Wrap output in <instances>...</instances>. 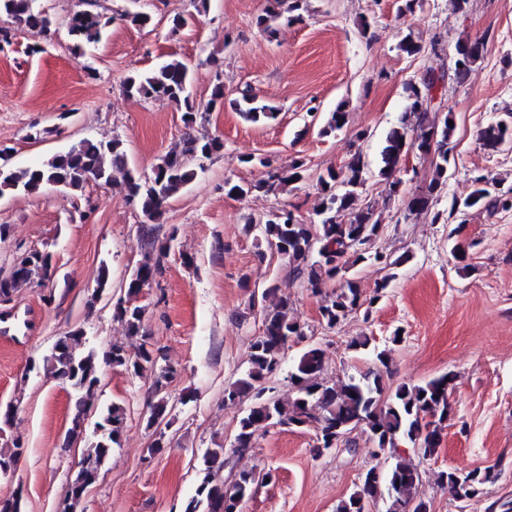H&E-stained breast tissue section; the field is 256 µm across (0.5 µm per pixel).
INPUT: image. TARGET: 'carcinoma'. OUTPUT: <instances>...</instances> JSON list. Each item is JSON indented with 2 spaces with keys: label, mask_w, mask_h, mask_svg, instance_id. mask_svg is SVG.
<instances>
[{
  "label": "carcinoma",
  "mask_w": 512,
  "mask_h": 512,
  "mask_svg": "<svg viewBox=\"0 0 512 512\" xmlns=\"http://www.w3.org/2000/svg\"><path fill=\"white\" fill-rule=\"evenodd\" d=\"M97 0H85V8L73 13L66 22L72 40V50L83 52L101 42L111 19L96 10ZM14 19L34 38L31 51L42 50V43L52 39L56 32L54 19L37 5V0H0V16ZM281 13L267 7L256 18L257 27L268 35L276 32L275 23ZM468 51L455 60L452 71L428 72L417 82L406 86L407 106L399 123L386 133L379 151L377 173L388 186L391 196L401 193L402 180L397 177L401 163L409 150L420 156L430 155L432 174L425 189L404 199L409 213L427 211L448 180V144L452 143L454 126L449 118L436 124L429 107L433 93L454 80L462 82L483 56L484 42H467ZM190 67L183 61L170 60L155 69L129 76L125 93L141 100L163 98L184 109V121H196L194 101L190 92ZM239 112L255 124L276 119L273 108L257 102L252 95H243ZM347 112L337 109L331 113L322 134L328 135L346 125ZM485 147L497 151L512 144V114L479 132ZM224 148L217 137H196L190 134L183 140L181 150L166 154L149 175L130 168L126 150L118 138L109 140L84 139L71 148L58 152L48 160L27 167L0 165V198L17 193L31 194L43 186H54L66 194L83 190L86 184L110 185L121 175L127 196L144 217L139 227L140 236L148 249L136 265L127 282V294L135 295L141 287L155 281L161 273L163 259L169 255L167 241L170 234L160 239L155 236L156 224L169 202L182 192L196 177L197 167L192 160L209 159ZM367 169L363 157L353 155L337 169L329 168L318 177L322 199L316 211L317 223L301 224L293 221L291 211L279 209L270 212L263 223L248 226L259 229V237L267 245L275 246L288 259L295 277L305 280L317 294L323 284L343 277L354 266L368 261L401 265L409 260L402 254L390 261L372 250L371 243L381 231L371 207L355 206L357 188L364 185ZM305 162L294 160L288 174L271 173L267 178L243 188L233 185L229 192L247 194L275 193L288 183L303 178ZM494 181L485 175L472 180V191L463 202L453 207H483L487 210L512 208V197L491 189ZM51 256L44 252H24L11 268L0 270V299L11 298L23 284L34 280L41 285L51 280ZM362 290L353 279H346L321 307L323 321L334 327L363 305ZM145 309L136 303L117 302L113 317L124 323L127 335L143 337ZM302 335L300 325L288 317V301L279 300L262 320V332L251 343L249 366L235 381L224 388V401L244 405L235 435L233 452L241 454L254 447L256 434L277 425H308L315 431L316 451L333 448L336 431L349 435L359 427L380 452L388 455L390 464L379 474L368 469L361 484L336 505V512H363L368 502L386 503V512H430L429 505L416 497L421 481L420 472L396 452L398 442L408 440L416 445L422 457H431L437 451L439 432L448 427L452 407L448 388L452 377L443 375L421 385L401 384L391 390L377 377L364 374L345 380L323 381V353L319 348L305 351L288 372L293 395L283 402L272 395L266 386L268 378L281 365L288 350V338ZM85 344L84 331L75 327L58 339L44 357L46 366L57 379L67 384L72 392L71 423L66 433L67 443L84 441L86 423L91 410V399L101 383V366L122 367L135 377L157 365L155 350L147 342L130 352L122 344H111L102 352H80ZM176 375L171 366L160 368L151 388L146 427L154 428L156 438L151 446L155 454L164 447L165 432L157 429L168 415L167 383ZM126 422V409L112 402L97 412L93 438L83 449L77 469L70 479L63 512H78L82 499L76 487L82 482L94 483L105 464L112 458V449L121 445ZM23 455L19 442L0 448V469H16ZM225 448H208L198 459L200 475L194 495L187 501L184 512H234L233 498L250 496L254 485L271 476L255 469L225 473ZM452 497L466 501L478 494L479 486L493 480L491 469H475L465 474L443 472Z\"/></svg>",
  "instance_id": "obj_1"
}]
</instances>
